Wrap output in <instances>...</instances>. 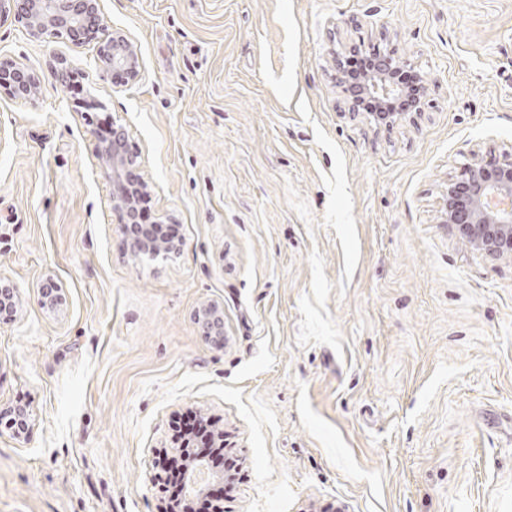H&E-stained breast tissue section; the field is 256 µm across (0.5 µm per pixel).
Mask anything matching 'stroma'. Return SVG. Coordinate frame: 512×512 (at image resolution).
I'll return each instance as SVG.
<instances>
[{"label":"stroma","mask_w":512,"mask_h":512,"mask_svg":"<svg viewBox=\"0 0 512 512\" xmlns=\"http://www.w3.org/2000/svg\"><path fill=\"white\" fill-rule=\"evenodd\" d=\"M99 5L135 82L0 18V60L40 79L0 93V415L30 412L0 434V512H160L189 409L241 461L224 512H512V257L444 222L449 182L512 145V0ZM376 47L426 85L417 122L350 117L340 61ZM115 122L177 251L126 245ZM204 317L202 319V336L211 338L212 336H223L224 335V319L223 311L215 305H208L202 309ZM222 314L219 315L218 312Z\"/></svg>","instance_id":"stroma-1"}]
</instances>
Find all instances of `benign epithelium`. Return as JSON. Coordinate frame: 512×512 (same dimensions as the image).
Listing matches in <instances>:
<instances>
[{
	"mask_svg": "<svg viewBox=\"0 0 512 512\" xmlns=\"http://www.w3.org/2000/svg\"><path fill=\"white\" fill-rule=\"evenodd\" d=\"M13 13L25 21L31 36L45 42L64 39L80 45L97 43V58L105 71L135 81L140 75L139 61L128 40L120 35H103L104 24L99 0H0V16ZM399 67L391 55H382L377 69L362 92L378 102L402 95L390 77ZM37 89L35 75L12 64L0 62V91L24 97ZM102 158L112 171V204L119 210L133 206L136 192L129 176L137 156L126 144L125 131L112 127V141L100 146ZM445 223L456 227L460 237L475 251L492 259L512 255V151L504 150L485 158H477L467 168L466 176L448 183V204ZM61 287L51 277L40 287V302L56 306L61 303ZM220 308H202V335H224V319ZM29 411L21 407L7 421L13 434L29 430Z\"/></svg>",
	"mask_w": 512,
	"mask_h": 512,
	"instance_id": "obj_1",
	"label": "benign epithelium"
}]
</instances>
